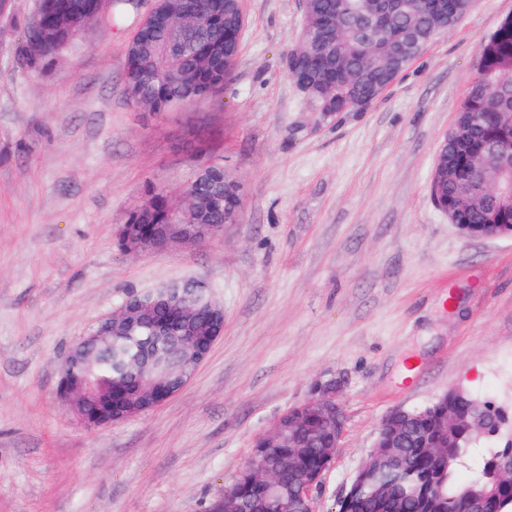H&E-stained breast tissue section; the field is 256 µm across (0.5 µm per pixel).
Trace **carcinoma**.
<instances>
[{
  "label": "carcinoma",
  "instance_id": "1",
  "mask_svg": "<svg viewBox=\"0 0 512 512\" xmlns=\"http://www.w3.org/2000/svg\"><path fill=\"white\" fill-rule=\"evenodd\" d=\"M199 11L192 24L201 38L188 52L175 53L166 46V34L148 25L135 35L125 56L124 82L130 101L153 112H168L212 94L231 77L239 54L238 27L228 25L224 0H197ZM96 0H51L45 22L64 14L74 33L85 27L84 18ZM471 10L469 0H308L299 44L288 52V70L311 86V101L318 112H339L347 99L362 91L367 77L380 73L406 39L422 43L442 35ZM512 144V15L505 17L484 41L479 54L477 80L463 102L454 128L448 133V207L460 211L467 224H511L512 209L503 207L499 196L484 191V181L500 178L502 187L512 182L502 177L503 160L489 146ZM183 196L195 206L192 222L224 223V210L240 203L237 191L224 190V167H200L186 186ZM165 195L148 193L128 215L127 238L118 239L124 251L127 239L149 240L167 223ZM197 302V322L209 320L206 306L209 288L200 280L188 283ZM146 318L128 336H114L109 342L91 343V362H72L67 376L88 390L84 412L89 418L106 416L111 410L112 386L130 376L132 367L152 347L153 326L158 322L176 324L169 308L149 298ZM482 403L463 391L448 395V408L465 409ZM432 405L425 416L400 428V447L392 449L400 463L382 459L361 476L337 512H473L463 492L482 491L487 500L480 512H512V486L495 484L488 475L505 446L493 444L477 463L473 475L463 480L470 448L476 440L463 425L448 428L446 457L439 458L425 446L428 438H442L438 415ZM330 441L325 428L313 416L301 428V447H288V438L277 448H255L252 455L263 466L280 475L275 492L249 473L235 479L238 512H282L291 503L296 512L303 504L296 498L302 478L325 466L324 449Z\"/></svg>",
  "mask_w": 512,
  "mask_h": 512
}]
</instances>
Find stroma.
I'll return each mask as SVG.
<instances>
[{"label":"stroma","mask_w":512,"mask_h":512,"mask_svg":"<svg viewBox=\"0 0 512 512\" xmlns=\"http://www.w3.org/2000/svg\"><path fill=\"white\" fill-rule=\"evenodd\" d=\"M39 0L0 9V512H209L278 416L330 381L345 431L312 493L336 501L381 420L459 387L512 405V238L471 240L434 204L438 149L512 0H475L366 111L321 118L287 76L300 0H243L232 75L169 112L125 93L154 0L20 62ZM220 162L236 223L131 256L147 190L179 199ZM183 278L224 307L192 380L87 429L58 398L70 347L128 295Z\"/></svg>","instance_id":"stroma-1"}]
</instances>
